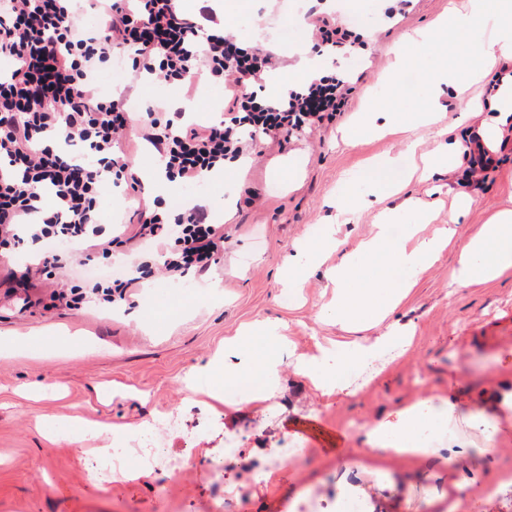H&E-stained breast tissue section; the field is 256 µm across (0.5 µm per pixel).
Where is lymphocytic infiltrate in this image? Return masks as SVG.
Instances as JSON below:
<instances>
[{
  "label": "lymphocytic infiltrate",
  "instance_id": "obj_1",
  "mask_svg": "<svg viewBox=\"0 0 512 512\" xmlns=\"http://www.w3.org/2000/svg\"><path fill=\"white\" fill-rule=\"evenodd\" d=\"M94 2L99 22L87 30L80 0H0V57L18 63L0 77V266L21 244L57 242L38 263L57 282L51 302L79 303L91 294L114 305L150 276L209 270L224 249V227L201 205L172 218L141 207L130 235L103 240V196L116 188L140 192L143 182L123 148L130 114L122 98L100 93L99 65L124 53L138 78L182 84L204 70L229 81L233 98L219 123H189L180 111L163 121L145 112L141 137L159 153L167 177L183 184L240 160L246 140L282 147L332 120L344 105L345 82L324 75L273 98L260 79L274 67V54L242 45L212 7L201 6L194 20L181 0ZM199 36L206 51L195 47ZM133 239L172 245L162 262H141L118 277L95 263L96 254Z\"/></svg>",
  "mask_w": 512,
  "mask_h": 512
}]
</instances>
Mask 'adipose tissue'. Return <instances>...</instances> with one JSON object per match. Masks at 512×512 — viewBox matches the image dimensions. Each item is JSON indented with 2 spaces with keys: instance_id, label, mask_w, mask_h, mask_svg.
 Masks as SVG:
<instances>
[{
  "instance_id": "1",
  "label": "adipose tissue",
  "mask_w": 512,
  "mask_h": 512,
  "mask_svg": "<svg viewBox=\"0 0 512 512\" xmlns=\"http://www.w3.org/2000/svg\"><path fill=\"white\" fill-rule=\"evenodd\" d=\"M490 9L495 12L493 37L474 42L463 67L443 66L434 79L435 85L451 86L457 97H467L473 80L484 79L499 60L512 59V0H467L461 19L466 23L477 22ZM457 219V210H449L447 226L410 246L393 237V216L383 213L375 235L357 244L332 270L334 298L323 307L322 313L354 330L370 322L383 321L387 324L385 331L367 340L337 343L336 347L321 349L316 355H293L285 337L279 336L276 324L269 321L251 324L228 344L229 360L209 369L211 377L223 380L228 402L258 399V392L245 390V383L255 379L273 380L285 360L290 361L297 374L330 396L346 391V371L361 368L388 351L403 353L411 336L405 326L393 321L392 314L412 287L414 278L456 242ZM459 245L458 260L449 272L452 284L470 286L511 274L512 210L498 212L476 235ZM379 257L385 260L384 272L376 277L366 276L369 261ZM396 416L394 426L383 423L367 432L369 453L378 457L429 455V448L419 441V432L426 423L446 421V411L429 412L427 401L421 400L398 410Z\"/></svg>"
}]
</instances>
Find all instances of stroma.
I'll use <instances>...</instances> for the list:
<instances>
[{
	"label": "stroma",
	"instance_id": "1",
	"mask_svg": "<svg viewBox=\"0 0 512 512\" xmlns=\"http://www.w3.org/2000/svg\"><path fill=\"white\" fill-rule=\"evenodd\" d=\"M222 2L228 30L243 44L275 53L268 85L297 79L298 52L284 49L275 30L299 17V40L311 43V12L296 14L294 0ZM462 2L362 0L364 18L354 22L344 0H323L321 13L372 34L375 42L369 51L313 59L320 73L344 77L349 91L343 112L285 148H264L242 168L225 169L200 185L173 184L157 197L172 214L205 205L213 222L223 225L224 252L207 274L149 279L133 304L103 309L30 306L0 281V339L15 342L11 351H0V512H300L312 498L324 502L323 512H336L330 501L344 493L362 499L367 512H512V484L502 482L512 474V327H485L493 312L512 304V276L450 284L457 249H446L418 276L395 313L414 336L406 353L380 359L375 378L356 393L321 395L286 364L258 403L227 405L179 389L187 371L223 357L225 340L252 322L280 323L296 352L309 355L355 338L358 333L321 315L333 295L324 271L341 252L375 234L380 211L395 209L394 234L414 226L428 237L448 222L451 190L465 192L474 203L458 217L463 240L512 207V124H482L471 103L450 92L438 98L433 128L384 137L349 133L354 118L375 105L381 124L388 113L422 110L432 66L461 58L476 36L451 24ZM480 125L493 159L481 179L471 178L462 163L426 181L412 178L397 197L375 189L365 175L367 161L383 157L409 174L444 142L466 141ZM348 193L367 198L368 206L338 213L336 203ZM176 195L181 205L173 204ZM405 196L430 204L428 222L401 209ZM328 224L336 228V250L323 254L320 269L291 292L283 277L288 257ZM158 288L179 298V313L169 302H155ZM425 397L449 411L457 435L456 447L439 444L434 457H341L311 442L305 459L263 478L240 471L229 509L220 498L223 477L208 472L224 453L226 434L242 436L246 461L275 453L302 420L341 431L358 449L364 433L352 429V421L371 427L391 422L396 411ZM170 413L178 414L180 429L165 425ZM472 416L496 426L491 454L481 451L482 433L467 427ZM96 421L112 424L120 436L153 426L168 452L187 455L190 464L176 476L146 465L129 468L125 480H92L88 470L98 452L83 439L82 427ZM51 428L66 430V437L47 440L44 432Z\"/></svg>",
	"mask_w": 512,
	"mask_h": 512
}]
</instances>
